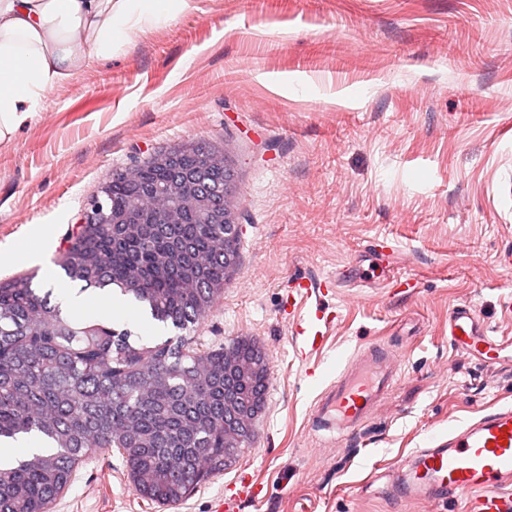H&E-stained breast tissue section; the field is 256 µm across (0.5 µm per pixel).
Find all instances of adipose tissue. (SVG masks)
<instances>
[{"instance_id": "ef3b65f1", "label": "adipose tissue", "mask_w": 512, "mask_h": 512, "mask_svg": "<svg viewBox=\"0 0 512 512\" xmlns=\"http://www.w3.org/2000/svg\"><path fill=\"white\" fill-rule=\"evenodd\" d=\"M188 0H0V142L95 55L176 20Z\"/></svg>"}]
</instances>
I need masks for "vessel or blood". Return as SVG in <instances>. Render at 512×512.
Returning <instances> with one entry per match:
<instances>
[{"label": "vessel or blood", "mask_w": 512, "mask_h": 512, "mask_svg": "<svg viewBox=\"0 0 512 512\" xmlns=\"http://www.w3.org/2000/svg\"><path fill=\"white\" fill-rule=\"evenodd\" d=\"M335 286L332 279L294 284L298 295L314 301L309 316L293 322L295 335L305 337L310 349L321 345L330 327L322 301ZM448 337L456 349L485 363L499 359L498 344L471 305L449 311ZM399 376L398 359L388 345L366 346L357 363L338 370L318 395L311 414L314 428L354 436ZM390 493L406 504L451 502L465 495L469 512H512V405L484 411L448 434L432 437L412 453Z\"/></svg>", "instance_id": "obj_1"}]
</instances>
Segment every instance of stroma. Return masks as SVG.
<instances>
[{"mask_svg": "<svg viewBox=\"0 0 512 512\" xmlns=\"http://www.w3.org/2000/svg\"><path fill=\"white\" fill-rule=\"evenodd\" d=\"M196 141L233 163L244 223L240 269L195 336L254 341L270 381L251 448L168 512H399L368 475L512 403V361L448 339L467 303L512 342V0H189L0 143V279L64 280L57 260L113 174ZM35 246L44 261H28ZM325 276L336 321L310 381L288 291ZM399 277L410 292L392 291ZM374 340L399 351L401 377L357 436L323 444L315 399ZM245 472L260 498L227 503ZM48 512L156 510L102 450Z\"/></svg>", "mask_w": 512, "mask_h": 512, "instance_id": "1", "label": "stroma"}]
</instances>
